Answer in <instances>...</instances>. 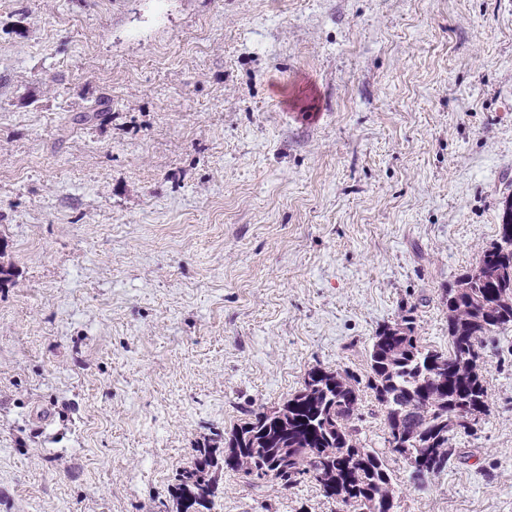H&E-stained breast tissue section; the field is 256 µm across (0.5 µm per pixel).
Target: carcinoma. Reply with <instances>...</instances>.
Masks as SVG:
<instances>
[{"label":"carcinoma","instance_id":"1","mask_svg":"<svg viewBox=\"0 0 512 512\" xmlns=\"http://www.w3.org/2000/svg\"><path fill=\"white\" fill-rule=\"evenodd\" d=\"M448 351L426 348L412 310L372 337L366 388L383 413L385 447L413 473L448 467V433L473 430L488 412L482 374L485 336L512 327V198L503 201L499 238L474 268L444 291ZM360 382L352 374L310 370L303 386L272 412H254L224 438V468L246 483L284 492L309 476L356 512H394L384 453L357 442ZM208 458L182 470L178 488L193 501L215 496Z\"/></svg>","mask_w":512,"mask_h":512}]
</instances>
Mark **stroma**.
<instances>
[{
	"label": "stroma",
	"instance_id": "obj_1",
	"mask_svg": "<svg viewBox=\"0 0 512 512\" xmlns=\"http://www.w3.org/2000/svg\"><path fill=\"white\" fill-rule=\"evenodd\" d=\"M511 195L512 0H0V512H181L200 449L366 379L403 310L447 351ZM483 358L447 468L387 454L395 512H512V327Z\"/></svg>",
	"mask_w": 512,
	"mask_h": 512
}]
</instances>
